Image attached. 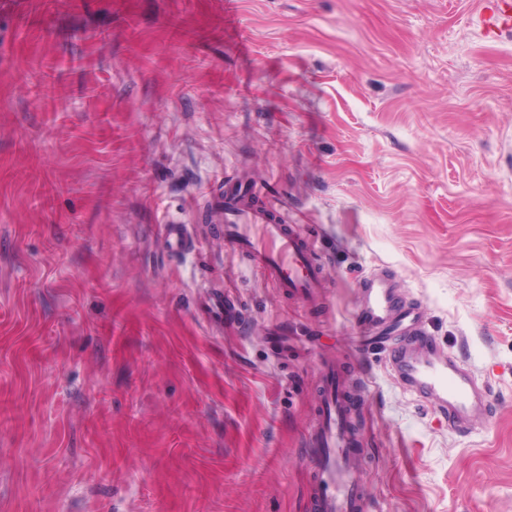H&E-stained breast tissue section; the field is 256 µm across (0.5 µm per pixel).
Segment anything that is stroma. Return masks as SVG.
Wrapping results in <instances>:
<instances>
[{
    "label": "stroma",
    "instance_id": "35a3bbf8",
    "mask_svg": "<svg viewBox=\"0 0 512 512\" xmlns=\"http://www.w3.org/2000/svg\"><path fill=\"white\" fill-rule=\"evenodd\" d=\"M480 2L0 0V512H315L331 360L367 512H512V29ZM241 182L335 241L326 308L225 246ZM377 273L486 385L466 431L349 344Z\"/></svg>",
    "mask_w": 512,
    "mask_h": 512
}]
</instances>
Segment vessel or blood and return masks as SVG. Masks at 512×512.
<instances>
[{
  "mask_svg": "<svg viewBox=\"0 0 512 512\" xmlns=\"http://www.w3.org/2000/svg\"><path fill=\"white\" fill-rule=\"evenodd\" d=\"M482 23L487 33L512 27V0H483ZM224 241L246 255L255 272L281 293L305 297L316 305L325 297L326 284L313 264L315 251L326 244L301 238L292 226L277 222L271 209L247 203L241 190L224 195ZM414 310L396 305L386 284L369 287L356 313V329L371 344L394 335L389 368L395 377H407L458 432L487 404L470 367L440 349L434 337L417 336ZM354 409L343 395L335 365L322 371L321 413L314 431L304 441L307 460L317 475L318 512H366L370 495L357 452L359 440L350 430Z\"/></svg>",
  "mask_w": 512,
  "mask_h": 512,
  "instance_id": "obj_1",
  "label": "vessel or blood"
}]
</instances>
